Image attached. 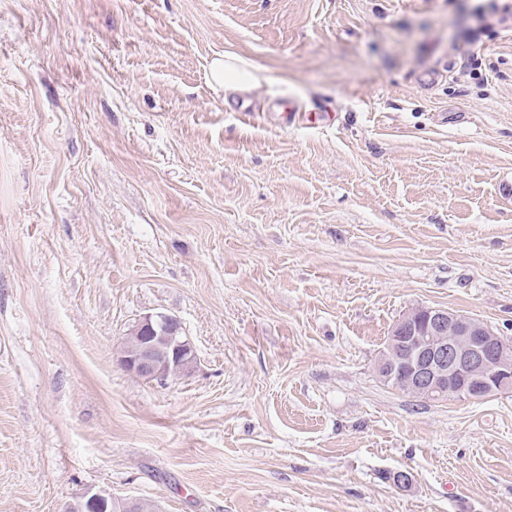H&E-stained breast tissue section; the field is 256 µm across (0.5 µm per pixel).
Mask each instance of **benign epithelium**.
Segmentation results:
<instances>
[{"mask_svg":"<svg viewBox=\"0 0 512 512\" xmlns=\"http://www.w3.org/2000/svg\"><path fill=\"white\" fill-rule=\"evenodd\" d=\"M195 363L180 322L162 313L146 315L134 326L119 359L127 373L160 381L190 372ZM375 371L381 384L424 401H480L512 393V340L467 314L415 306L394 322ZM79 508L137 512L138 501L91 491Z\"/></svg>","mask_w":512,"mask_h":512,"instance_id":"1","label":"benign epithelium"}]
</instances>
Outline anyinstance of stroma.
Wrapping results in <instances>:
<instances>
[{"mask_svg": "<svg viewBox=\"0 0 512 512\" xmlns=\"http://www.w3.org/2000/svg\"><path fill=\"white\" fill-rule=\"evenodd\" d=\"M478 3L0 0V512H512V393L374 373L416 305L512 338V26L454 45ZM227 53L255 86L216 90ZM158 312L197 362L148 381L118 357ZM138 504L135 499L115 498L106 492L91 491L82 497L78 506L81 512H137Z\"/></svg>", "mask_w": 512, "mask_h": 512, "instance_id": "1", "label": "stroma"}]
</instances>
